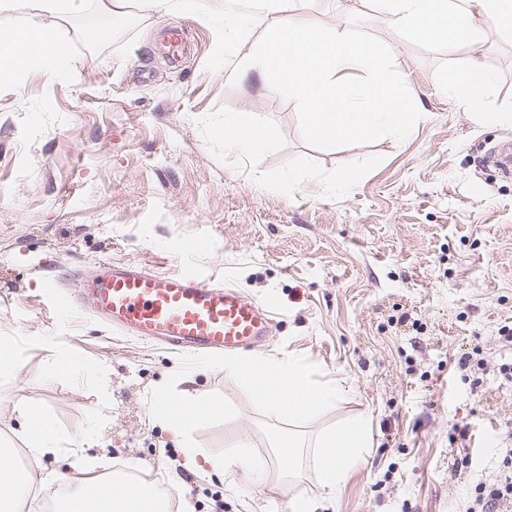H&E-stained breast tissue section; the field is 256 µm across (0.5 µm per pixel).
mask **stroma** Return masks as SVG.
I'll list each match as a JSON object with an SVG mask.
<instances>
[{
  "mask_svg": "<svg viewBox=\"0 0 512 512\" xmlns=\"http://www.w3.org/2000/svg\"><path fill=\"white\" fill-rule=\"evenodd\" d=\"M300 0L321 33L346 27L388 57L418 109L401 136L335 143L301 133L303 108L287 89L229 71L264 31L244 23L219 40L224 0L120 25L94 12L60 21L75 73L28 76L0 98V339L16 366L0 376V440L32 475L33 512H48L44 475L86 476L133 466L173 487L191 512H290L293 496L322 490L310 462L255 482L188 466L152 412L153 395L191 392L216 407L192 431L222 454L241 440L268 456L289 427L264 418L224 359L123 336L66 301L63 269L101 261L152 271L189 268L274 310L255 357L309 363L347 391L301 422L311 435L355 416L373 446L324 512H464L497 470L512 437V385L471 389L458 358L481 346L512 362L498 330L512 327V174L490 154L512 144L511 124L477 123L448 99V75L467 56L392 27L368 0ZM474 56L494 76L488 112L512 111V37L490 35ZM269 130L249 155L224 147V115ZM282 173L270 187L263 178ZM203 245L185 254V240ZM37 406L62 436L57 455L32 463L16 402ZM469 426L475 462L454 474V426Z\"/></svg>",
  "mask_w": 512,
  "mask_h": 512,
  "instance_id": "1",
  "label": "stroma"
}]
</instances>
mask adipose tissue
<instances>
[{"instance_id":"obj_1","label":"adipose tissue","mask_w":512,"mask_h":512,"mask_svg":"<svg viewBox=\"0 0 512 512\" xmlns=\"http://www.w3.org/2000/svg\"><path fill=\"white\" fill-rule=\"evenodd\" d=\"M297 0H260L257 21L266 36L258 50L240 55L232 74L254 79L274 89L286 87L304 107V133L313 139L336 142L358 136L404 133L415 121L402 82L390 72L385 55L373 46L354 41L346 30L325 35L298 21ZM373 9L386 15L399 30L440 42L449 52L465 53L488 31L512 33V0H370ZM196 0H0V17L25 8L22 24L0 28V97L13 94L32 71L50 75L76 70L59 28L45 23V16L67 19L89 10L126 20L133 6L164 14L195 6ZM491 73L470 62L445 85L449 98L467 107L488 123L512 122V113L482 109L484 90ZM268 129L255 118L237 113L224 116V145L242 154L260 148ZM226 374L247 377L267 419L277 422L308 419L336 404L343 395L334 381H318L310 365L297 360L263 362L245 356L224 359ZM24 422L23 438L33 460L55 453L60 434L51 420L36 408L17 405ZM192 394L173 399L158 395L153 412L178 440L188 464L203 460L207 469L221 475L242 469L257 480H266L270 465L290 470L298 459L295 439L273 445L272 458L251 453L246 445L222 455H201L191 432L213 413ZM372 446L370 423L360 417L321 431L311 445V460L325 498L335 496L349 471L359 465ZM29 476L16 461L9 444L0 445V512H31ZM98 480L69 481V492L58 512H173L169 499L155 498L144 484L121 493L102 492Z\"/></svg>"}]
</instances>
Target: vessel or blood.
<instances>
[{
  "mask_svg": "<svg viewBox=\"0 0 512 512\" xmlns=\"http://www.w3.org/2000/svg\"><path fill=\"white\" fill-rule=\"evenodd\" d=\"M78 309L122 333L189 351L222 353L259 346L269 332L268 306L192 273L162 275L136 262L98 263L92 273L61 278Z\"/></svg>",
  "mask_w": 512,
  "mask_h": 512,
  "instance_id": "vessel-or-blood-1",
  "label": "vessel or blood"
}]
</instances>
